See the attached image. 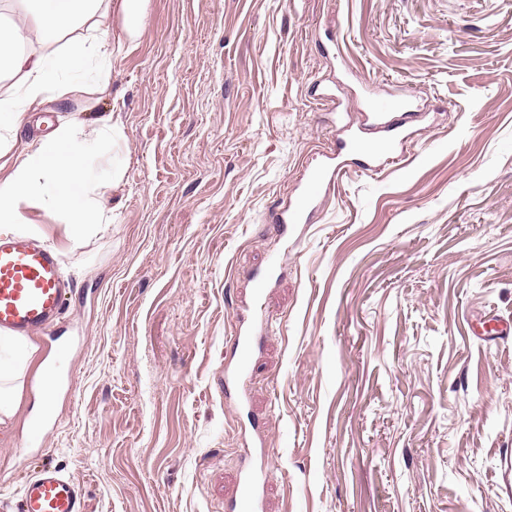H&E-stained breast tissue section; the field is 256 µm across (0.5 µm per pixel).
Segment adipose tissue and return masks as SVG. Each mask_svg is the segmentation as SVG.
Listing matches in <instances>:
<instances>
[{
	"mask_svg": "<svg viewBox=\"0 0 512 512\" xmlns=\"http://www.w3.org/2000/svg\"><path fill=\"white\" fill-rule=\"evenodd\" d=\"M21 29H0V75L20 76V95L0 98V156L10 152L18 129L29 112L46 101H67L78 90V81L92 58H100L97 83L109 84L110 66L103 61L108 37L86 29L85 24L98 11L101 0H19ZM36 39L59 41L50 54L16 50L20 30ZM75 36L62 41L67 31ZM92 147L82 136L78 121L59 125L36 147L15 157L6 175H0V234L31 231L22 209L39 201L46 210L58 212L71 238L83 239L96 226L111 221L104 202V185L94 180L89 158ZM84 186L74 194L73 186ZM9 351L11 360L0 362V425L6 424L18 408L20 380L38 348L28 339L0 336V351Z\"/></svg>",
	"mask_w": 512,
	"mask_h": 512,
	"instance_id": "obj_1",
	"label": "adipose tissue"
}]
</instances>
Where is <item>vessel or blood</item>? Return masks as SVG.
Wrapping results in <instances>:
<instances>
[{"label":"vessel or blood","instance_id":"b4317fda","mask_svg":"<svg viewBox=\"0 0 512 512\" xmlns=\"http://www.w3.org/2000/svg\"><path fill=\"white\" fill-rule=\"evenodd\" d=\"M402 108L401 102L391 99H369L368 109L377 140L350 132L341 141V149L360 154L364 169L369 171L381 170L387 162L396 161L397 147L406 137L407 115ZM342 169V163L332 155L311 169L294 207L281 214L280 223H307L315 201L335 184ZM73 291V284L63 278L59 257L50 246L24 235L0 237V332L50 336L57 344L56 357L49 369L50 382L54 385L71 381L64 369L69 347L62 340L60 323ZM257 345L255 327L239 325L234 338L239 358L234 367L224 370L225 394L244 396ZM266 477V471L246 468L230 512H261L259 487ZM15 512H82V494L61 470L44 466L23 482Z\"/></svg>","mask_w":512,"mask_h":512}]
</instances>
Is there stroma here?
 <instances>
[{"instance_id":"obj_1","label":"stroma","mask_w":512,"mask_h":512,"mask_svg":"<svg viewBox=\"0 0 512 512\" xmlns=\"http://www.w3.org/2000/svg\"><path fill=\"white\" fill-rule=\"evenodd\" d=\"M96 20L108 92L87 73L14 150L50 112L95 141L99 179L123 177L86 239L23 210L76 284L80 341L49 414L37 367L22 378L0 502L48 464L83 512H224L256 428L265 512H512V335L475 333L512 317V0H148L134 45L114 0ZM367 86L415 101L402 163L370 176L347 156L309 223L280 231ZM257 301L239 406L224 366Z\"/></svg>"}]
</instances>
